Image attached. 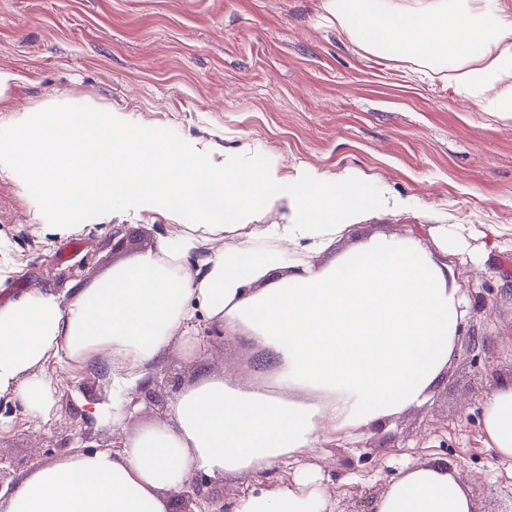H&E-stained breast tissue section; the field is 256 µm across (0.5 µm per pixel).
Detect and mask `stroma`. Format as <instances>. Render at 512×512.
I'll return each instance as SVG.
<instances>
[{
  "mask_svg": "<svg viewBox=\"0 0 512 512\" xmlns=\"http://www.w3.org/2000/svg\"><path fill=\"white\" fill-rule=\"evenodd\" d=\"M324 0H0V72L9 74L0 131L47 103L95 105L124 129L180 147H207L213 160L292 178L349 176L366 193L408 199L400 212L371 211L337 246L375 236L431 250L458 286L460 309L443 379L422 404L359 430L326 438L311 455L280 465L274 480L302 467L325 477L332 512H371L401 470L445 459L474 488L477 512H512V466L482 441L491 379H512V120L456 95L416 61L367 52L321 21ZM80 232L53 234L15 172H0V240L15 274L7 290L90 284L147 251L168 228L163 211L125 201L107 216H73ZM124 244L113 250V227ZM94 268L75 271L78 256ZM486 348L472 350L473 339ZM249 378L261 367L242 337L212 335L201 359L174 355L163 366L180 384L201 366ZM48 419L23 414L0 424V463L11 476L68 456L59 441L89 402H110L109 378L61 363ZM52 454H45L46 446Z\"/></svg>",
  "mask_w": 512,
  "mask_h": 512,
  "instance_id": "obj_1",
  "label": "stroma"
}]
</instances>
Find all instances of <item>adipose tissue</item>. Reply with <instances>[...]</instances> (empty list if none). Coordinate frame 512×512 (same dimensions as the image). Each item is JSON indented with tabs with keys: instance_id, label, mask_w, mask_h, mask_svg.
I'll list each match as a JSON object with an SVG mask.
<instances>
[{
	"instance_id": "ef3b65f1",
	"label": "adipose tissue",
	"mask_w": 512,
	"mask_h": 512,
	"mask_svg": "<svg viewBox=\"0 0 512 512\" xmlns=\"http://www.w3.org/2000/svg\"><path fill=\"white\" fill-rule=\"evenodd\" d=\"M326 19L367 50L395 52L479 98L499 85L491 110L512 118V9L503 0H325ZM60 234L72 215L131 200L163 208L172 225L152 249L117 263L61 300L50 288L0 302V401L49 417L50 363L105 368L113 428L134 413L130 393L168 356L197 354L202 328L247 329L269 369L248 380L201 372L166 418L118 448L75 453L23 474L0 512H169L167 493L196 472L221 480L259 475L327 436L356 430L424 402L442 378L457 330L459 290L412 241L373 239L321 262L370 211L405 208L369 199L356 183L282 180L257 169L240 188L237 169L204 150L173 152L106 112H35L7 149ZM287 200L282 224L256 212ZM200 216L183 221L186 212ZM235 239L226 247L225 239ZM489 447L512 462V381L484 403ZM320 474L261 482L233 512H328ZM473 490L447 461L403 471L373 512H475Z\"/></svg>"
}]
</instances>
